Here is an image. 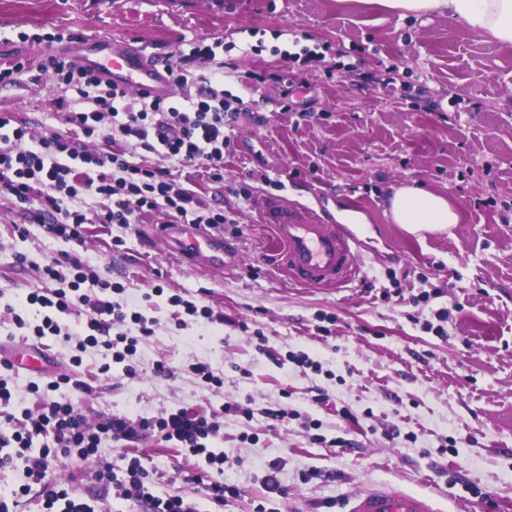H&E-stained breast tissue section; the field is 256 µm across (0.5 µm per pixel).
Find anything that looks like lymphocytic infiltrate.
Returning a JSON list of instances; mask_svg holds the SVG:
<instances>
[{"instance_id":"lymphocytic-infiltrate-1","label":"lymphocytic infiltrate","mask_w":512,"mask_h":512,"mask_svg":"<svg viewBox=\"0 0 512 512\" xmlns=\"http://www.w3.org/2000/svg\"><path fill=\"white\" fill-rule=\"evenodd\" d=\"M223 46L219 38L179 43L169 68L185 93L166 100L132 95L70 61L49 56L39 68L52 72L62 84L58 104L76 131L37 137L27 126L12 125L10 117L0 116V201L9 200L49 234L79 245L84 242L85 223L133 224L141 215L161 209L180 224L217 228L229 223L223 208L178 184L167 168L171 162L184 168L201 166L212 180L224 178V150L231 143L237 111L224 98V64L217 58ZM200 59L213 62L209 74L190 71V64ZM190 85L196 86V94L187 93ZM119 135L136 141L143 152L160 156L163 166L130 161L121 151L88 148V139L111 142ZM41 277L55 281L56 289H32L25 305L13 310V324L39 340L59 336L73 343L75 364H82L84 353L92 348L102 357L100 373H110L118 364L124 375L136 377L138 339L153 334L155 319L120 301L86 293L85 285H98L101 279L77 256L51 258L42 267ZM80 305L92 315L83 338L76 340L62 330L58 317ZM67 384L80 391L88 388L87 383L66 376L32 384L36 408L18 417L7 411L12 392L7 379L0 377V417L11 429L10 434L0 433V468L19 460L28 474L38 477L36 494L43 512H88L85 504L69 499L67 491L46 476L50 459L74 453L90 459L93 481L115 486L123 500L144 512H196L193 501L154 495L139 456L124 446L133 436L129 421L106 417L89 424L69 399L60 396ZM255 414L252 408L227 401L207 415L177 409L152 421L150 427L162 442L205 459L206 469L195 473L192 481L198 494L219 510L231 488L209 470L210 465L225 461L209 442L218 438L225 416L250 420ZM105 440L116 443L125 463L122 470H115L111 458L101 455L99 447Z\"/></svg>"}]
</instances>
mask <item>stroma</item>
Masks as SVG:
<instances>
[{"instance_id":"obj_1","label":"stroma","mask_w":512,"mask_h":512,"mask_svg":"<svg viewBox=\"0 0 512 512\" xmlns=\"http://www.w3.org/2000/svg\"><path fill=\"white\" fill-rule=\"evenodd\" d=\"M46 33L128 38L163 60L180 41L223 39L224 96L240 102L224 179L201 168L171 174L222 201L235 220L224 236L236 257L221 270L189 267L159 241L163 212L84 225L78 249L0 203V360L20 346L46 356L41 372L10 371V412L33 408L31 383L62 374L90 384L66 394L91 422L103 413L205 414L250 397L286 417L273 430L259 414L225 417L214 446L226 456L224 482L239 494L223 512H253L260 502L271 512H343L353 493L381 485L428 496L434 512H512V47L457 20L402 19L367 0H0V58L41 61L35 38ZM298 43L322 53L285 61ZM385 63L398 68L388 88ZM57 95L51 73L35 69L0 83V114L38 135L64 134ZM413 181L448 195L462 223L423 237L391 223L389 195ZM275 194L334 218L355 211L378 256H364L342 288L291 284L256 207ZM73 250L123 285L121 301L157 321L138 346L136 378L117 364L98 374L93 351L71 366L68 345L36 341L11 321L10 308L39 286V266ZM174 294L230 324L186 315ZM442 309L443 338L423 328ZM262 341L284 365L259 351ZM299 351L313 367L288 361ZM159 360L171 375L154 374ZM197 361L223 374V388L196 383L188 366ZM315 388L324 402L313 401ZM307 418L320 422L323 442L311 441ZM134 451L156 495L194 497L210 512L189 480L196 458L149 430ZM272 466L278 495L264 487ZM88 467L72 455L51 460L49 473L93 512H130L112 488L85 479Z\"/></svg>"}]
</instances>
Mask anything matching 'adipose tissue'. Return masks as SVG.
I'll use <instances>...</instances> for the list:
<instances>
[{"label":"adipose tissue","mask_w":512,"mask_h":512,"mask_svg":"<svg viewBox=\"0 0 512 512\" xmlns=\"http://www.w3.org/2000/svg\"><path fill=\"white\" fill-rule=\"evenodd\" d=\"M399 17L437 15L463 21L470 31L512 46V0H374ZM386 214L410 234L442 232L460 223L461 213L446 195L417 183L396 188Z\"/></svg>","instance_id":"ef3b65f1"}]
</instances>
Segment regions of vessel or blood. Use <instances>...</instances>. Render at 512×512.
<instances>
[{
	"label": "vessel or blood",
	"mask_w": 512,
	"mask_h": 512,
	"mask_svg": "<svg viewBox=\"0 0 512 512\" xmlns=\"http://www.w3.org/2000/svg\"><path fill=\"white\" fill-rule=\"evenodd\" d=\"M56 51L124 91L161 100L174 92L168 69L138 42L89 35L66 41ZM259 211L262 223L273 227L281 245L275 262L292 283L341 288L355 278L365 249L358 225L325 220L281 196L261 199ZM165 241L169 249L189 262L201 259L216 269L223 268L230 254L223 235L205 232L193 224L168 225ZM346 506V512H430L421 495L386 487L361 492Z\"/></svg>",
	"instance_id": "vessel-or-blood-1"
}]
</instances>
